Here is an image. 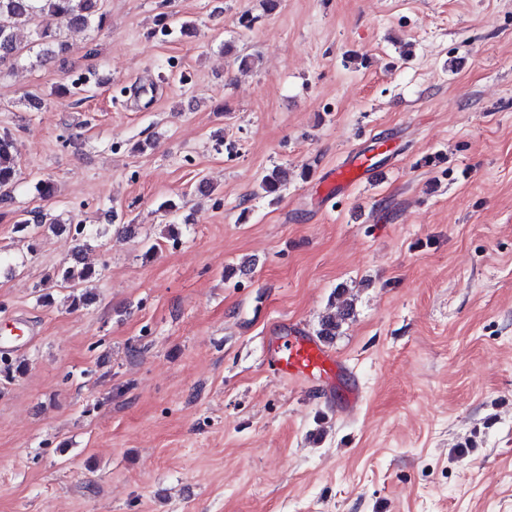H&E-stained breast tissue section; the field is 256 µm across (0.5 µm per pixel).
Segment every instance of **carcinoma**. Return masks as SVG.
I'll use <instances>...</instances> for the list:
<instances>
[{"label": "carcinoma", "instance_id": "1", "mask_svg": "<svg viewBox=\"0 0 512 512\" xmlns=\"http://www.w3.org/2000/svg\"><path fill=\"white\" fill-rule=\"evenodd\" d=\"M99 0H0V67L16 61L22 52L17 24L21 19H35L38 27L36 40L43 48L41 59L53 57L52 46L58 43V34L64 25L80 24L84 27H101L106 15L99 11ZM16 145L7 134L0 135V207L12 202L10 189L16 182ZM285 187V179L279 168L264 175L259 183V194L277 198ZM99 275L90 265L80 269L60 268L46 277V282L54 287L70 289V307L78 308L87 301L86 294L79 292L81 283ZM353 316V303L343 300L336 313L322 318L317 336L325 340L333 339L342 323Z\"/></svg>", "mask_w": 512, "mask_h": 512}]
</instances>
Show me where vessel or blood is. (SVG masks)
<instances>
[{"label": "vessel or blood", "mask_w": 512, "mask_h": 512, "mask_svg": "<svg viewBox=\"0 0 512 512\" xmlns=\"http://www.w3.org/2000/svg\"><path fill=\"white\" fill-rule=\"evenodd\" d=\"M386 175L382 166H373L359 159L336 167L326 179L327 195L341 194L357 182L381 181ZM271 370L280 377L294 381H330L342 370V364L321 339L303 335L299 329L277 337L268 358Z\"/></svg>", "instance_id": "1"}]
</instances>
